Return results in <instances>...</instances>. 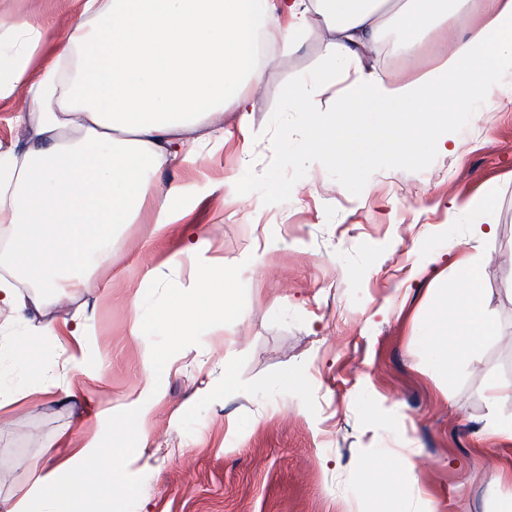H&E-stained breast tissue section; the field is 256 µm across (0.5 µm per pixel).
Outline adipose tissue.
<instances>
[{
	"mask_svg": "<svg viewBox=\"0 0 512 512\" xmlns=\"http://www.w3.org/2000/svg\"><path fill=\"white\" fill-rule=\"evenodd\" d=\"M462 12L480 22L461 36L451 22ZM80 15L61 49L76 58L69 75L56 60L35 61L41 27L0 15V36L16 46L13 62L0 65V97L26 90L38 111L28 150L0 166V224L13 230L0 308L38 309L43 289L86 287L70 268L106 256L114 229L135 223L143 208L152 209L157 229L173 223L171 201L187 186L171 184L157 197L159 169L179 151L195 154L225 121L246 129L255 104L245 88L261 80L256 57L263 49L287 55L319 35L324 73L288 84L284 96L293 111L310 112V146L341 166L375 139L408 163L431 142L447 151L440 130L458 99L478 98L489 74L512 71V0H81ZM394 26L404 55L420 53L432 31L451 48L428 70L388 75L378 62L380 35ZM327 93L335 109L311 112ZM71 126L80 136L64 138ZM210 249L205 237L193 236L194 289L168 304L157 327L192 331L205 296L214 312L237 316L232 277ZM483 266L473 254L464 287L445 284L435 296L419 334L436 353L467 361L497 339ZM21 277L32 292L18 290ZM145 445L140 430L106 452L88 441L77 462L39 471L29 495L68 505L96 498L103 475L120 467L127 450Z\"/></svg>",
	"mask_w": 512,
	"mask_h": 512,
	"instance_id": "adipose-tissue-1",
	"label": "adipose tissue"
}]
</instances>
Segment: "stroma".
<instances>
[{"mask_svg": "<svg viewBox=\"0 0 512 512\" xmlns=\"http://www.w3.org/2000/svg\"><path fill=\"white\" fill-rule=\"evenodd\" d=\"M0 13L43 26L45 56L80 19L77 0H0ZM323 66L315 36L296 54H270L250 89L249 131L160 172L157 196L190 187L174 224L156 232L144 212L84 266L88 287L23 317L0 311V389L24 394L0 409V512L25 497L34 471L91 440L116 447L133 429L146 447L126 455L89 512H414L421 491L442 512H501L512 438L489 425L512 419V398L490 401L487 383L512 386V344L501 342L512 337V106L502 96L512 74L488 76L483 98L449 114L451 153L427 145L406 164L377 145L335 168L307 150L306 115L283 97ZM35 122L25 92L0 99V148L24 153ZM489 187L483 286L501 337L438 373L417 330L434 288L462 285L471 222L448 206ZM201 227L211 257L233 266L240 317L203 314L186 336L144 328L174 292L191 291L197 259L186 245ZM154 266L160 277L144 280ZM76 313L86 336L74 366L64 322ZM46 323L50 380L14 352ZM157 355L164 364L146 394L142 368ZM30 425L39 434L21 438ZM400 455L414 479L392 470Z\"/></svg>", "mask_w": 512, "mask_h": 512, "instance_id": "1", "label": "stroma"}]
</instances>
